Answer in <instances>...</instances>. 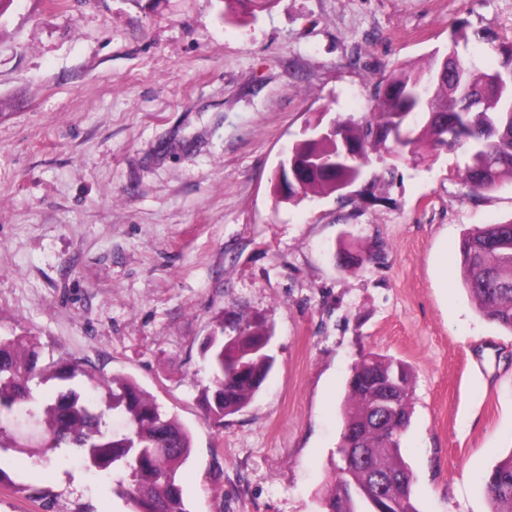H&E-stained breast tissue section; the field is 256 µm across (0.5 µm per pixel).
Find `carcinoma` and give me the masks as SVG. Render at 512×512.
<instances>
[{"label":"carcinoma","mask_w":512,"mask_h":512,"mask_svg":"<svg viewBox=\"0 0 512 512\" xmlns=\"http://www.w3.org/2000/svg\"><path fill=\"white\" fill-rule=\"evenodd\" d=\"M495 50L499 62L494 69L479 67L454 44L448 49L454 56L436 54L422 67L397 68L374 84V117L338 120L336 136L313 132L293 144L288 156L297 161L331 159L345 149L348 156L334 174L310 173L300 189L289 191L288 200L309 193L344 200L342 183L363 176L372 155L400 159L423 146H466L469 162L462 179L473 194L512 184V41ZM492 74L498 81L488 80ZM460 277L479 314L512 334V220L487 224L464 237ZM268 332L264 322L236 314L204 343L211 377L203 408L215 423L246 408L266 381L274 358L254 352V346ZM38 358L34 343L25 346L0 336V450L35 456L29 445L33 434L25 428L31 422L43 450L75 448L88 467L122 476L121 493L135 512H189L177 472L190 457L192 441L177 418L129 377L104 379L92 366L63 360L40 366ZM396 365L391 358L369 355L351 368L341 407V440L366 459L346 474L334 473L323 493L324 512H372L367 498L352 489L384 480L394 483L397 500V506L387 504L386 509L419 512L401 436L391 439L375 396L379 380ZM79 374L89 386L105 388V397L96 401L68 385ZM49 380L63 386L52 397L36 396L35 388ZM410 382L409 372L403 371L391 418L400 433L411 415ZM111 412L123 417L122 430H108ZM483 483L492 512H512V452L484 475Z\"/></svg>","instance_id":"1"}]
</instances>
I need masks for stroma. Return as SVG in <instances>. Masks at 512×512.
<instances>
[{"label":"stroma","mask_w":512,"mask_h":512,"mask_svg":"<svg viewBox=\"0 0 512 512\" xmlns=\"http://www.w3.org/2000/svg\"><path fill=\"white\" fill-rule=\"evenodd\" d=\"M12 0L0 12V336L40 363L123 375L191 432L190 512H322L345 380L364 354L411 372L402 454L419 512H490L512 452V334L458 273L466 232L512 219L471 195L464 148L397 162L351 200L278 201L309 121L373 112L374 84L461 33L512 40V0ZM235 311L273 331L241 412L202 408V343ZM0 512H132L70 453H0ZM44 491L28 499L27 488ZM491 512H512V452L500 459L483 478Z\"/></svg>","instance_id":"obj_1"}]
</instances>
